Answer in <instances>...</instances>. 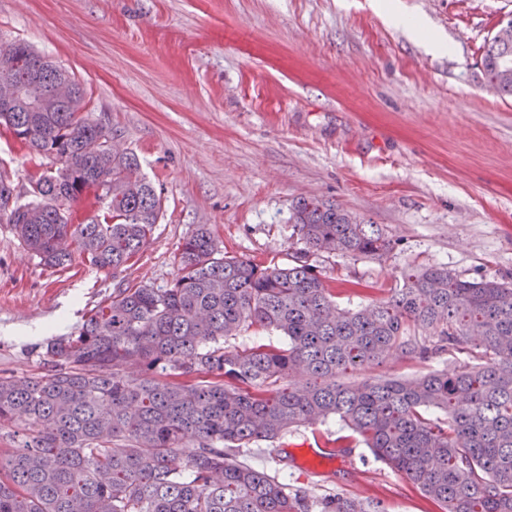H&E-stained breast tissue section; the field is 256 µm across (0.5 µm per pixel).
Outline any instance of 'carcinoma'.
I'll return each mask as SVG.
<instances>
[{"instance_id":"cac0c4a2","label":"carcinoma","mask_w":512,"mask_h":512,"mask_svg":"<svg viewBox=\"0 0 512 512\" xmlns=\"http://www.w3.org/2000/svg\"><path fill=\"white\" fill-rule=\"evenodd\" d=\"M489 85L512 96V37L484 45ZM74 99L34 110L19 98L0 127L29 153L61 163L30 177V199L0 177V216L48 268L74 254L98 269L127 265L148 243L161 198L134 155ZM112 184L90 196V183ZM97 213L75 224L73 204ZM291 220L307 251L382 257L391 241L335 204L301 198ZM432 330L407 335L410 324ZM288 339L229 350L251 328ZM58 367L0 377V431L18 441L0 460V512H386L378 502L315 497L254 467L241 449L336 417L441 512H512V286L413 268L389 299L336 304L315 266L226 256L200 225L166 288H117L73 334L40 344ZM473 362L400 380L344 385L351 370L398 353ZM128 364L140 368L129 377ZM438 415L433 416L431 412Z\"/></svg>"}]
</instances>
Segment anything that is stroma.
<instances>
[{
  "label": "stroma",
  "mask_w": 512,
  "mask_h": 512,
  "mask_svg": "<svg viewBox=\"0 0 512 512\" xmlns=\"http://www.w3.org/2000/svg\"><path fill=\"white\" fill-rule=\"evenodd\" d=\"M438 32L436 53L373 0H0V45L23 41L83 84L95 117L136 155L162 215L122 270L40 265L0 221V376L52 373L36 349L75 332L116 288L169 286L178 248L208 225L225 254L296 257L339 306L390 297L408 267L512 284V97L490 90L483 46L512 0H398ZM38 159L0 129V175L27 195ZM336 203L391 241L382 258L306 252L289 221L302 197ZM468 355H399L348 384L455 371ZM353 448L316 473L283 460L313 435ZM254 465L307 489L440 512L336 419L262 443Z\"/></svg>",
  "instance_id": "1"
}]
</instances>
